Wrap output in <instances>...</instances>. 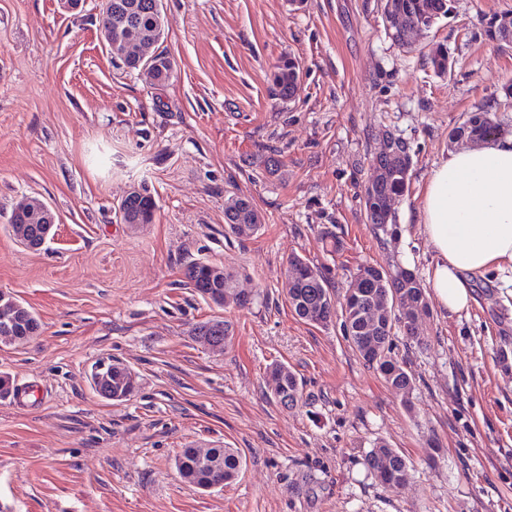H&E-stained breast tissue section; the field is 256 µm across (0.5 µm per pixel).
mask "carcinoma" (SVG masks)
Returning <instances> with one entry per match:
<instances>
[{
    "instance_id": "1",
    "label": "carcinoma",
    "mask_w": 512,
    "mask_h": 512,
    "mask_svg": "<svg viewBox=\"0 0 512 512\" xmlns=\"http://www.w3.org/2000/svg\"><path fill=\"white\" fill-rule=\"evenodd\" d=\"M161 0H106L100 11V27L108 32L121 22V44L115 54L123 65L131 70L148 67L147 75L155 85L165 84L171 77L175 62L163 50L152 52V58L143 57L145 49L159 44L164 35V17ZM451 0H384L382 13L395 14L405 26L413 15L426 16L435 21L448 15ZM273 83L277 95L285 100L295 96L300 84V70L291 59H283L276 66ZM495 110L480 106L449 134L450 140L487 141L506 135L499 123H493ZM388 150L371 155L370 166L384 170L364 187L362 202L366 223L372 225L374 234L385 240L394 237L396 217L384 210L388 198L402 199L410 187L413 165L410 149L401 137L390 134ZM120 220L124 224H150L153 222L155 202L139 190L130 191L120 203ZM10 224L28 225L25 248L38 250L43 246L42 225L16 210L12 211ZM238 224H253L262 229L261 216L252 199L240 195L231 199L224 208L225 232L235 233ZM212 263L203 258L194 259L185 266L188 283L206 302L217 307L234 304L246 307L252 300L242 298L235 288L236 272L224 274V282L210 280ZM286 272L294 274V283L288 289V302L295 314L304 321L325 327L337 316L342 318L347 340L365 364L383 377L385 382L401 394L404 402L415 389V378L406 362L398 359L394 351V330L403 332L417 346H423V329L420 320L428 312V301L421 281L406 275L405 268L396 266L385 269L377 265H364L356 275H365L364 288L355 295L333 292L323 267L309 259L293 255L288 259ZM40 321L28 307L18 309L8 323L0 321V341L20 345L34 339L40 333ZM198 339L222 350L232 342V325L221 317L199 323L194 328ZM271 371L280 375L273 396L284 408L298 405L301 385L297 376L283 363L270 365ZM91 383L99 396L111 401H125L137 387V376L127 366L112 360L100 359L92 367ZM365 466L377 483L385 490L402 493L409 489L413 479V464L399 450L381 442L365 456ZM175 467L182 476L191 475V482L202 490L210 489V478L216 472L224 474V481L238 475L243 459L235 448L212 446L183 449L175 460Z\"/></svg>"
}]
</instances>
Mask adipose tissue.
<instances>
[{
	"label": "adipose tissue",
	"instance_id": "obj_1",
	"mask_svg": "<svg viewBox=\"0 0 512 512\" xmlns=\"http://www.w3.org/2000/svg\"><path fill=\"white\" fill-rule=\"evenodd\" d=\"M419 225L434 253L431 298L447 313L467 310L469 275L512 271V136L443 156L424 187Z\"/></svg>",
	"mask_w": 512,
	"mask_h": 512
}]
</instances>
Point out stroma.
Instances as JSON below:
<instances>
[{
    "label": "stroma",
    "instance_id": "obj_1",
    "mask_svg": "<svg viewBox=\"0 0 512 512\" xmlns=\"http://www.w3.org/2000/svg\"><path fill=\"white\" fill-rule=\"evenodd\" d=\"M381 4L162 0L175 69L156 86L103 48L94 0H0V294L42 325L27 345L0 344V371L46 393L35 407L0 404V512H512V276H471L466 312L430 306L425 348L396 336L416 379L407 400L340 320L307 324L288 302L294 254L325 266L336 291L360 265L408 254L426 276L425 183L449 131L512 80V46L493 47L481 25L512 15V0H454L408 50L386 36ZM438 44L451 73L433 70ZM285 57L302 77L289 102L273 85ZM387 131L413 167L399 235L383 243L361 196ZM135 188L156 209L133 232L117 210ZM242 193L264 226L225 235L224 205ZM27 196L57 214L38 251L7 224ZM325 229L342 253L323 251ZM200 257L237 271L254 303H206L184 277ZM217 315L234 329L220 354L192 334ZM103 358L136 373L129 400L91 389ZM274 362L302 381L294 408L272 396ZM381 441L415 466L406 493L384 492L364 465ZM214 444L244 467L202 492L174 460Z\"/></svg>",
    "mask_w": 512,
    "mask_h": 512
}]
</instances>
